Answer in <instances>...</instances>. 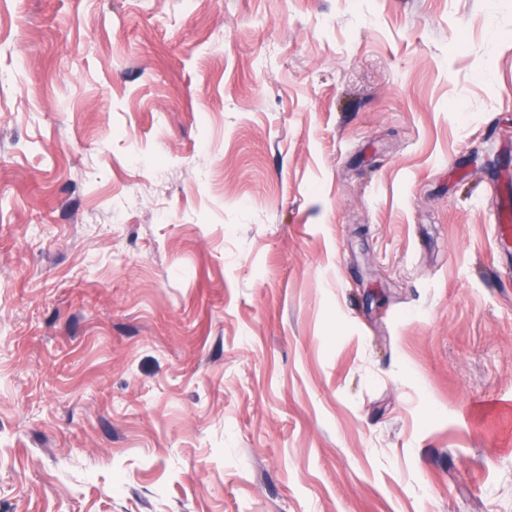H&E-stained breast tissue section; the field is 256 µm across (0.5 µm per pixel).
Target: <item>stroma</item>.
I'll use <instances>...</instances> for the list:
<instances>
[{
    "instance_id": "1",
    "label": "stroma",
    "mask_w": 512,
    "mask_h": 512,
    "mask_svg": "<svg viewBox=\"0 0 512 512\" xmlns=\"http://www.w3.org/2000/svg\"><path fill=\"white\" fill-rule=\"evenodd\" d=\"M0 512H512V0H0Z\"/></svg>"
}]
</instances>
